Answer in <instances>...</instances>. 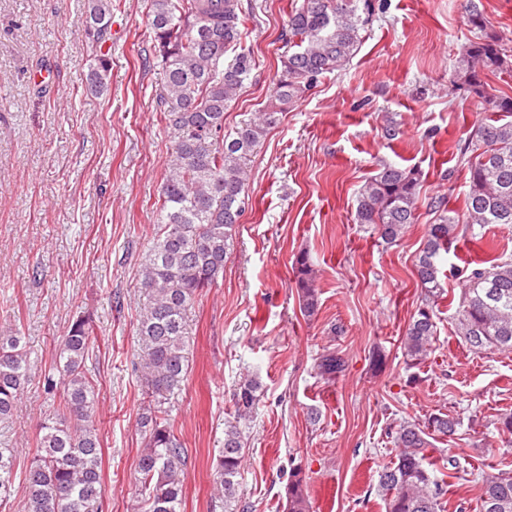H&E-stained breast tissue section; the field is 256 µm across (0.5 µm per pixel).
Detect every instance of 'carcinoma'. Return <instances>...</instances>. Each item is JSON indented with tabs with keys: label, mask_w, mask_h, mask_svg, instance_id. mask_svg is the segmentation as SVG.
<instances>
[{
	"label": "carcinoma",
	"mask_w": 512,
	"mask_h": 512,
	"mask_svg": "<svg viewBox=\"0 0 512 512\" xmlns=\"http://www.w3.org/2000/svg\"><path fill=\"white\" fill-rule=\"evenodd\" d=\"M476 36L460 51L453 84L487 100L499 117L469 133L461 154L468 170L465 209L459 213L439 201L431 205L429 225L415 272L424 291L403 340L407 365L421 364L436 336L435 308L445 293L441 263L465 225L472 236L488 224L512 225V96L488 92V74H511L512 55L476 0H466ZM203 17L198 33L186 20ZM375 14L372 0H302L288 12V34L281 46V69L274 78L267 110L224 131V112L255 67L242 47L250 11L242 0H147L154 54L164 73L160 121L172 137L158 199L157 228L141 264L139 285L147 302L137 324L133 361L145 384L148 403L139 418L145 448L137 469L140 512H182L185 450L173 433L167 400L186 375L187 319L195 304L224 274V260L246 209V161L276 124L278 115L321 79L344 70L363 41ZM112 0H87L85 38L94 65L87 90L103 93L111 53ZM234 56L224 62V55ZM421 173L389 163L379 165L359 191L354 221L371 224L395 243L417 219ZM300 309L311 317L318 291L306 253L293 261ZM457 333L473 348L512 349V258L469 269L459 301ZM92 328L74 321L59 344L55 373L43 390L61 392L63 415L43 424L39 454L25 471V500L11 499L14 449L0 448V508L18 512H102L100 442L90 424L95 386L85 373ZM345 367L336 352L319 357L318 374L334 381ZM32 364L24 337L0 334V421L13 417L27 386ZM261 383L248 376L233 394L234 411L224 424V444L212 465L216 495L224 512H245L239 476L245 447L241 422L260 402ZM455 421L432 414L420 428H399L395 461L380 475L387 512H440L442 484L427 462L429 438L448 436ZM305 475L294 470L285 487V512H307ZM480 512H512V476L483 480Z\"/></svg>",
	"instance_id": "cac0c4a2"
}]
</instances>
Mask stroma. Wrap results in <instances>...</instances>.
Here are the masks:
<instances>
[{"label":"stroma","instance_id":"35a3bbf8","mask_svg":"<svg viewBox=\"0 0 512 512\" xmlns=\"http://www.w3.org/2000/svg\"><path fill=\"white\" fill-rule=\"evenodd\" d=\"M108 89H85L93 55L81 33L85 0H0V330L19 329L34 366L0 446L17 449L13 499L37 454L40 426L61 415L43 377L72 320L88 319L87 367L102 451V512H137V426L144 385L134 371L137 319L146 298L139 269L151 245L170 135L159 121L160 64L146 0H113ZM302 0H250L243 40L255 60L224 113L225 127L263 112L280 64L288 12ZM372 24L345 70L328 75L280 114L247 168L249 207L224 275L190 317L189 367L170 400L186 453L183 512H221L211 467L250 375L262 384L245 429L240 497L249 512H283L293 469L307 476L310 512H386L379 476L396 459L395 433L432 414L457 423L430 456L446 493L442 512H479L488 476H512V349L470 348L456 333L459 270L512 256V226L481 239L459 233L454 274L437 308L426 360L405 363L403 336L421 301L418 253L432 202L464 208L460 149L490 116L482 99L453 88L458 50L474 31L464 0H376ZM52 71L51 84L37 82ZM423 174L417 220L387 245L354 221L356 196L378 164ZM308 252L318 309L304 316L292 260ZM43 275H35V266ZM342 353L336 381L316 370Z\"/></svg>","mask_w":512,"mask_h":512}]
</instances>
